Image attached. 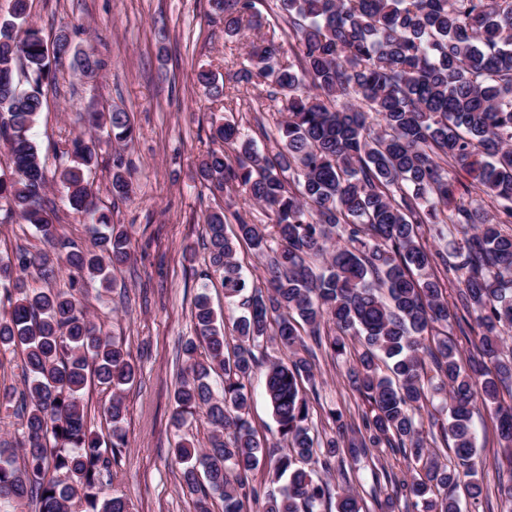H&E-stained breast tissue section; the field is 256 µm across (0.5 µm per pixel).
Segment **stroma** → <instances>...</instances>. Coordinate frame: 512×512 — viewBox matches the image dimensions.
Returning <instances> with one entry per match:
<instances>
[{
  "instance_id": "obj_1",
  "label": "stroma",
  "mask_w": 512,
  "mask_h": 512,
  "mask_svg": "<svg viewBox=\"0 0 512 512\" xmlns=\"http://www.w3.org/2000/svg\"><path fill=\"white\" fill-rule=\"evenodd\" d=\"M255 7L263 18L261 30L230 38L209 0H29V20L44 40L53 42L63 33L72 49L57 63L55 82L44 90V108L31 131L45 160L46 199L55 210L58 232L81 246L94 236L92 224L70 210L58 180L65 143L88 133L98 154L97 166L87 175L93 199L110 208L113 223L127 231L135 253L133 264L113 273L110 290L72 281L65 269L52 283L73 291L103 334L123 338L139 368L124 398L128 446L113 462L106 488L107 494L127 499L129 512H195L192 497L181 488L173 448L182 436L205 444L209 427L200 414L182 430L172 425L174 391L181 380L177 352L193 334L200 288L208 289L225 323L242 313L240 306H225L220 275L208 270L203 217L220 210L230 225L240 217L254 224L272 218L267 208L217 192L195 177L198 158L212 147L213 120L239 124L261 151L275 147L284 117L281 97L272 96L267 85L236 82L234 75L247 64L250 46L260 35H277L287 46L292 40L277 0H255ZM90 47L102 62L92 78L81 73L74 59ZM203 67L223 80V102L209 99L198 85L196 74ZM115 107L129 112L136 130L134 141L125 146L112 143L105 130L90 129V114ZM117 161L132 178L129 198L119 201L109 191ZM362 350L361 340L352 337L343 355L318 351L316 429L324 428L331 410L361 427L368 406L349 374ZM23 367L21 353L0 354V438L9 441L19 438L21 427L4 394L21 389ZM474 429L472 468L490 490V504L479 512H498L500 448L493 415L480 411ZM406 466L402 455L385 449L361 460L348 478L334 469L319 476L335 491L353 490L369 512H378L377 501L392 488L376 480V473Z\"/></svg>"
}]
</instances>
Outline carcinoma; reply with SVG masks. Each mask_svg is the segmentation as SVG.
<instances>
[{"label":"carcinoma","instance_id":"1","mask_svg":"<svg viewBox=\"0 0 512 512\" xmlns=\"http://www.w3.org/2000/svg\"><path fill=\"white\" fill-rule=\"evenodd\" d=\"M210 2L224 13L227 35L261 26L254 0ZM279 9L294 39L291 57L272 34L251 46L250 67L236 74L282 95L287 115L277 127V151L259 150L235 123L215 122L212 139L234 147L235 161L211 150L198 167L216 190L269 208L273 223L240 219L230 237L223 213L205 217V249L221 272L225 301L252 292L233 336L224 334L207 293L194 300L173 421L178 428L201 411L210 431L203 447L180 440L173 449L182 488L195 497V512H210L213 494L224 512H245L256 497L249 475L267 461L272 479L286 475L288 484L268 496L263 512H316L332 499L336 512H366L357 495H333L300 464L314 458L329 470L389 448L412 468L382 471L395 496L376 502L380 512H396L400 496L423 512H460L459 488L476 505L483 493L477 480L460 484L459 473L476 454L471 419L481 405L497 421L509 464L498 487L500 512H512V404L502 401L512 385V354L500 336L501 327H512V234L500 228L501 216H512V0H279ZM26 15L27 0H12V21L0 25V141L12 163L0 174V204L50 251L20 247L0 256L9 303L0 314V352L18 350L25 364L17 396L22 436L0 441V512L22 500L38 512H68L75 499L86 512H128L124 498L103 495L102 478L127 445L121 392L135 380V362L73 295L29 281H48L63 264L82 281L107 285L114 269L132 261L131 241L93 200L84 171L96 153L81 137L62 151L68 165L60 182L71 209L96 227L93 248L62 239L43 207L45 163L30 131L43 110L42 88L55 79L51 58L71 45L60 37L48 48ZM20 66L32 76L27 89L16 80ZM197 82L209 97L224 96L211 70L200 69ZM106 122L112 142L133 140L128 112L115 108ZM131 190L116 166L112 197ZM472 194L486 196L493 211L467 206ZM453 226L463 237L447 251L435 255L422 243L427 235L444 239ZM240 241L263 260L258 285H248L235 258ZM436 256L458 283L453 313L432 272ZM470 318L480 338L465 370L439 327ZM306 336L337 355L346 337L364 340L351 376L368 405L358 435L334 410L324 439L311 435L313 404L301 385L317 391V372ZM268 342L288 351V361L263 362ZM262 366L283 441L270 447L247 419L251 380ZM218 372L219 394L209 383ZM91 379L112 389L106 439L91 430L81 406ZM439 395L448 416L431 421L429 435L452 444L454 466L438 461L418 426L421 409Z\"/></svg>","mask_w":512,"mask_h":512}]
</instances>
